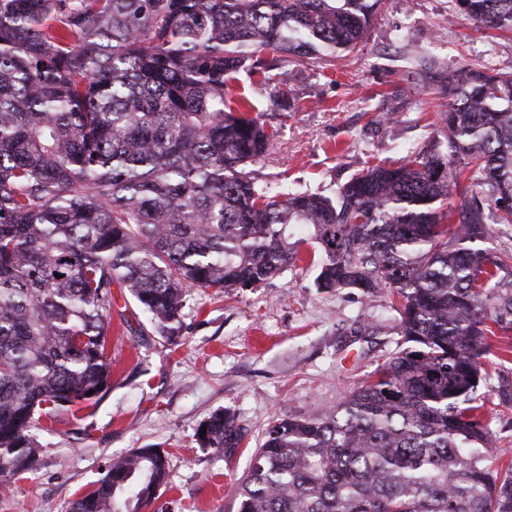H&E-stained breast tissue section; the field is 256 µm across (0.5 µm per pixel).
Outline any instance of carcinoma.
Instances as JSON below:
<instances>
[{
	"label": "carcinoma",
	"mask_w": 512,
	"mask_h": 512,
	"mask_svg": "<svg viewBox=\"0 0 512 512\" xmlns=\"http://www.w3.org/2000/svg\"><path fill=\"white\" fill-rule=\"evenodd\" d=\"M450 2L512 35V0ZM382 4L0 0V476L37 468V416L107 390L113 287L170 340L187 289L258 287L308 244L318 288L397 299L408 346L337 403L274 419L237 512H512L475 396L489 337L512 335V251L482 247L512 224V72L412 55L445 101L446 149L367 167L333 198L271 195L248 169L277 130L234 96L239 75L284 108L285 67L335 65ZM204 426L218 457L242 444L229 411ZM167 484L164 454L136 448L71 512H141Z\"/></svg>",
	"instance_id": "cac0c4a2"
}]
</instances>
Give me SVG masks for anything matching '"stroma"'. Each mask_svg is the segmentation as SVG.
<instances>
[{"label":"stroma","instance_id":"obj_1","mask_svg":"<svg viewBox=\"0 0 512 512\" xmlns=\"http://www.w3.org/2000/svg\"><path fill=\"white\" fill-rule=\"evenodd\" d=\"M419 49L448 68L512 67V40L476 30L448 0H386L368 41L319 74L288 67L291 109L272 108L267 88L237 86L267 126L273 149L253 163L271 190L334 195L369 164L399 161L409 147L440 137L437 114L411 73L405 53ZM310 251L296 266L257 288H191L178 338L154 332L148 314L114 290L107 353L110 389L77 415L40 419L33 430L39 465L0 476V512H68L90 492L106 464L136 448H160L168 485L147 512H236V488L269 423L289 412H318L369 376L403 338L386 295L316 287ZM490 338L479 389L492 416L494 462H512V402L499 393L512 380V354ZM236 414L246 431L228 460L201 448L197 431L214 413Z\"/></svg>","mask_w":512,"mask_h":512}]
</instances>
